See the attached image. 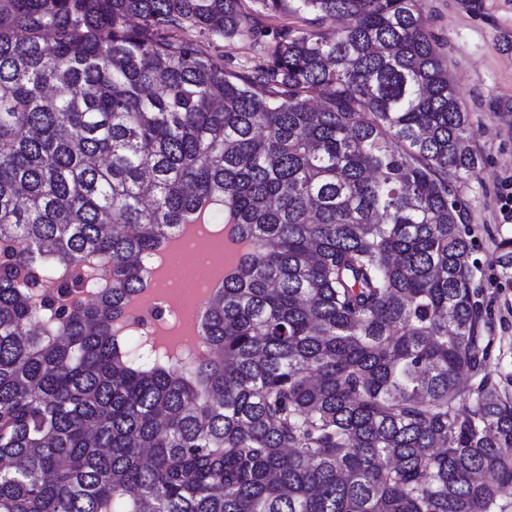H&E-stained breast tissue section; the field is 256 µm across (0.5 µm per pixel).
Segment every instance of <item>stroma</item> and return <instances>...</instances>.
<instances>
[{"mask_svg": "<svg viewBox=\"0 0 512 512\" xmlns=\"http://www.w3.org/2000/svg\"><path fill=\"white\" fill-rule=\"evenodd\" d=\"M422 0L459 97L470 114L471 145L481 161L474 178L459 189L467 214L474 284L484 304L493 348L483 377L460 380L463 405H471L480 381L512 401V278L496 263L512 223L501 210L502 180L512 175V0Z\"/></svg>", "mask_w": 512, "mask_h": 512, "instance_id": "stroma-1", "label": "stroma"}]
</instances>
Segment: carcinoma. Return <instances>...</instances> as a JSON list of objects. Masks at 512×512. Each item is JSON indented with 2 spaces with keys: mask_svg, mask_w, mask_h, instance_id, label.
<instances>
[{
  "mask_svg": "<svg viewBox=\"0 0 512 512\" xmlns=\"http://www.w3.org/2000/svg\"><path fill=\"white\" fill-rule=\"evenodd\" d=\"M471 135L421 0H0V512H506ZM211 210L250 260L186 364L127 306ZM312 18L313 16L310 15L298 16L291 12L281 11L269 15L268 17L262 16L260 20L271 30L285 26L292 28H307L310 25V20L308 19ZM195 35V33H190L188 37L196 40L198 46L203 52L220 61L230 58L243 59L251 55L252 52L250 50L249 43L243 40L217 39L212 41L199 36L195 37Z\"/></svg>",
  "mask_w": 512,
  "mask_h": 512,
  "instance_id": "carcinoma-1",
  "label": "carcinoma"
}]
</instances>
